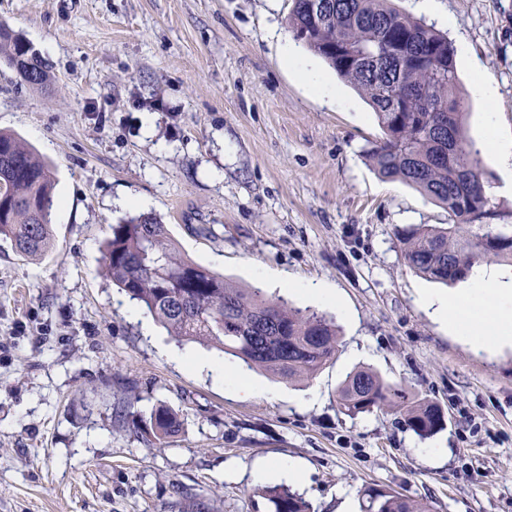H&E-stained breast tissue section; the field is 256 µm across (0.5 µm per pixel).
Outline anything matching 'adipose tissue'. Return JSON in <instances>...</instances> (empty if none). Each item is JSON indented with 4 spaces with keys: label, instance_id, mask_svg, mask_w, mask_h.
I'll return each mask as SVG.
<instances>
[{
    "label": "adipose tissue",
    "instance_id": "ef3b65f1",
    "mask_svg": "<svg viewBox=\"0 0 512 512\" xmlns=\"http://www.w3.org/2000/svg\"><path fill=\"white\" fill-rule=\"evenodd\" d=\"M424 304L447 323L451 335L478 352L512 346V282L474 265L465 287L425 295Z\"/></svg>",
    "mask_w": 512,
    "mask_h": 512
}]
</instances>
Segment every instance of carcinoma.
<instances>
[{
    "label": "carcinoma",
    "mask_w": 512,
    "mask_h": 512,
    "mask_svg": "<svg viewBox=\"0 0 512 512\" xmlns=\"http://www.w3.org/2000/svg\"><path fill=\"white\" fill-rule=\"evenodd\" d=\"M293 36L351 85L376 114L381 137L367 157L377 173L422 191L448 209V223L396 231L405 263L448 284L486 258L512 264V224H483L507 211L486 190L479 151L464 125L455 54L448 35L390 5V0H292ZM0 61L33 87L51 80L50 66L12 28L0 23ZM54 206L50 166L23 138L0 131V238L25 256L50 245ZM112 282L141 303L178 342L206 344L288 383L313 376L336 354L338 326L312 308L240 288L183 258L166 225L151 214L114 224L104 248ZM340 410L355 417L385 407L404 411L420 437L443 427L428 402L408 403L376 371L350 373L338 391ZM180 421L161 406L143 432L161 442ZM271 512H310L290 487L262 490ZM360 512H431L428 504L391 489L364 487Z\"/></svg>",
    "instance_id": "carcinoma-1"
}]
</instances>
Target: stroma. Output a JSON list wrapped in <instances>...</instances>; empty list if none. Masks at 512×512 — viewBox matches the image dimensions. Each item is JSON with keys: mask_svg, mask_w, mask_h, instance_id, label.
Here are the masks:
<instances>
[{"mask_svg": "<svg viewBox=\"0 0 512 512\" xmlns=\"http://www.w3.org/2000/svg\"><path fill=\"white\" fill-rule=\"evenodd\" d=\"M446 32L470 139L487 112L512 132V0H392ZM292 0H0V21L51 66L27 86L0 62V130L51 168L53 243L25 258L0 241V512H269L254 473L298 463L311 512H359L395 489L433 512H512V348L474 352L421 302L445 292L403 261L396 230L446 208L381 178L371 107L333 80L315 95L283 67ZM491 80L492 99L473 85ZM149 200L181 254L243 288L310 306L341 300L336 355L288 383L258 369L241 394L106 276L110 225ZM370 367L437 404L422 439L402 413L343 414L346 376ZM178 415L161 443L130 415ZM295 286L297 291L305 297L323 304L334 305L336 309L342 311L340 301L330 289L314 283H300Z\"/></svg>", "mask_w": 512, "mask_h": 512, "instance_id": "1", "label": "stroma"}]
</instances>
